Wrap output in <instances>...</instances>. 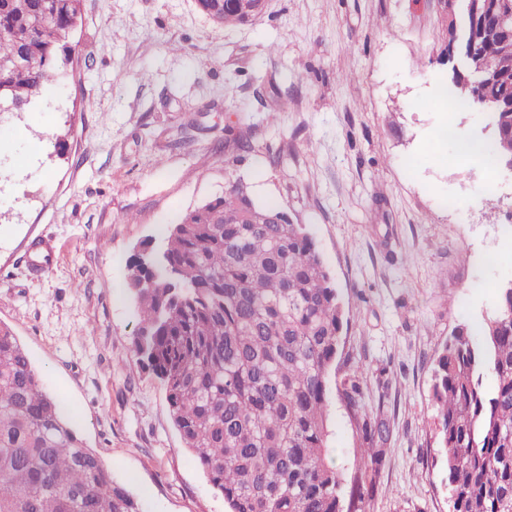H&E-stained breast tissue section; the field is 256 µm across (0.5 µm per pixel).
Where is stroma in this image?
<instances>
[{
  "mask_svg": "<svg viewBox=\"0 0 512 512\" xmlns=\"http://www.w3.org/2000/svg\"><path fill=\"white\" fill-rule=\"evenodd\" d=\"M72 47L60 88L0 116L29 132L0 151V321L72 429L141 512H225L162 385L130 355L128 265L241 181L306 225L343 301L334 465L362 477L370 512H449L434 361L512 283V171L461 153V139L485 137L484 113L441 110L451 66L439 0H271L227 28L196 0H84ZM448 122L455 136L433 141ZM228 129L251 151L228 153ZM35 140L34 167L17 176ZM39 238L57 247L51 268L31 262ZM350 355L390 425L373 470L341 398Z\"/></svg>",
  "mask_w": 512,
  "mask_h": 512,
  "instance_id": "obj_1",
  "label": "stroma"
}]
</instances>
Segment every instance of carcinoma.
Wrapping results in <instances>:
<instances>
[{
	"label": "carcinoma",
	"mask_w": 512,
	"mask_h": 512,
	"mask_svg": "<svg viewBox=\"0 0 512 512\" xmlns=\"http://www.w3.org/2000/svg\"><path fill=\"white\" fill-rule=\"evenodd\" d=\"M83 0H0V112H23L61 83ZM215 23L248 22L224 0H197ZM512 57L496 36L463 61ZM512 94V69L491 81ZM485 152L512 158V112L490 114ZM246 152L248 136L225 138ZM234 183L183 213L164 264L129 267L138 314L131 354L165 389L182 442L228 512H356L358 481L331 463L328 395L345 314L313 235ZM493 384L484 385L485 374ZM344 400L377 465L390 436L353 379ZM438 438L454 512H512V288L474 330L458 327L433 370ZM0 512H141L95 450L66 422L25 348L0 323Z\"/></svg>",
	"instance_id": "1"
}]
</instances>
